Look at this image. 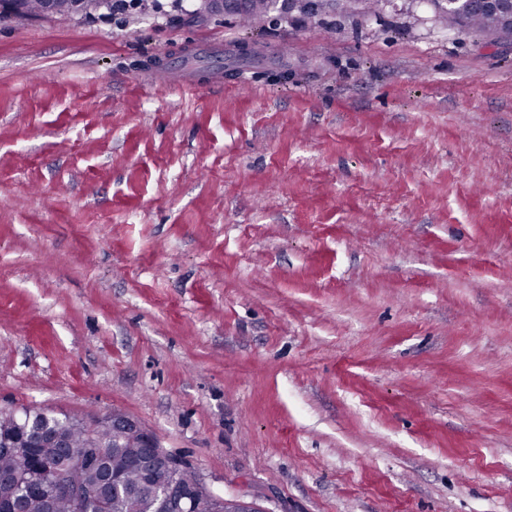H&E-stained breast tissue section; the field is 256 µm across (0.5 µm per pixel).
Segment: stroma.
<instances>
[{
    "label": "stroma",
    "mask_w": 512,
    "mask_h": 512,
    "mask_svg": "<svg viewBox=\"0 0 512 512\" xmlns=\"http://www.w3.org/2000/svg\"><path fill=\"white\" fill-rule=\"evenodd\" d=\"M195 7L0 16V409L263 512H512V36Z\"/></svg>",
    "instance_id": "35a3bbf8"
}]
</instances>
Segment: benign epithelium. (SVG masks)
Segmentation results:
<instances>
[{
    "label": "benign epithelium",
    "instance_id": "benign-epithelium-1",
    "mask_svg": "<svg viewBox=\"0 0 512 512\" xmlns=\"http://www.w3.org/2000/svg\"><path fill=\"white\" fill-rule=\"evenodd\" d=\"M207 9L215 15L242 13L249 0H204ZM1 415H9L16 423L15 432L0 435V451L11 455L26 453V449L33 447L32 440L28 438L30 432L35 431L47 437L49 447L68 448L70 443L61 433L48 428V420L38 413L37 409L29 408L27 413L18 410H0ZM106 425L115 432L120 442H133L139 445L135 465L144 476V484L128 490L132 496L149 493L160 497V500L169 504L173 512H198L200 503L206 502L210 512H263L256 502L243 499H225L210 491L200 477H195L187 484L174 486L159 485L155 482V473L158 468L166 467L173 472H180L184 465L182 461L170 455L159 443L157 438L140 421L121 410H112L111 413L96 418L93 422L85 424V451L81 455L64 454L52 465L34 466L30 463L14 470L10 479L12 486L25 487V494L41 498L46 492L69 502L72 512H88L94 508L99 512H108L109 503L104 499L98 483L91 481L75 482L71 480L70 473L74 470L95 472L110 456V445L101 442L96 435V428Z\"/></svg>",
    "mask_w": 512,
    "mask_h": 512
}]
</instances>
